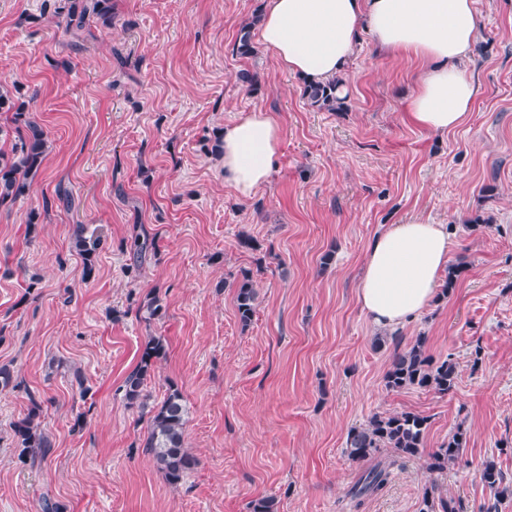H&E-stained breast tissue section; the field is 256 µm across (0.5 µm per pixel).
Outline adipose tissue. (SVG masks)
<instances>
[{"instance_id":"1","label":"adipose tissue","mask_w":512,"mask_h":512,"mask_svg":"<svg viewBox=\"0 0 512 512\" xmlns=\"http://www.w3.org/2000/svg\"><path fill=\"white\" fill-rule=\"evenodd\" d=\"M478 29L474 0H268L257 36L289 73L317 84L344 71L361 31H369L380 49L422 67L409 123L445 134L474 106L477 87L465 63ZM282 144L273 115L240 112L221 138L225 185L252 197L268 184ZM447 265L446 225L416 218L386 225L367 249L357 301L375 325H405L435 298Z\"/></svg>"}]
</instances>
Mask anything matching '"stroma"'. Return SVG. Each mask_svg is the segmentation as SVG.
Wrapping results in <instances>:
<instances>
[{
	"instance_id": "obj_1",
	"label": "stroma",
	"mask_w": 512,
	"mask_h": 512,
	"mask_svg": "<svg viewBox=\"0 0 512 512\" xmlns=\"http://www.w3.org/2000/svg\"><path fill=\"white\" fill-rule=\"evenodd\" d=\"M71 0H0V80L52 150L27 193L0 206V512H418L425 486L459 512L495 504L480 465L512 484V0H475L468 70L479 92L456 130L406 118L417 61L378 52L368 32L344 75L345 108L313 110L304 81L263 44L236 50L265 0H104L109 22L70 24ZM271 112L284 133L268 185L246 200L224 183L218 145L239 112ZM37 222H30V215ZM448 227L459 273L398 334L453 359V394L392 391L390 348L357 301L372 238L410 217ZM100 239L92 273L71 249L76 227ZM156 249L127 269L139 232ZM250 234L255 249L239 244ZM257 270L250 324L235 306L240 269ZM158 294L163 319L142 302ZM167 355L147 381L189 406L186 446L198 464L168 484L140 444L146 413L118 387L144 341ZM41 405L54 449L21 463L13 422ZM430 422L412 458L380 449L391 476L356 506L361 464L349 430L372 414ZM461 462L436 473L429 454L456 430Z\"/></svg>"
}]
</instances>
